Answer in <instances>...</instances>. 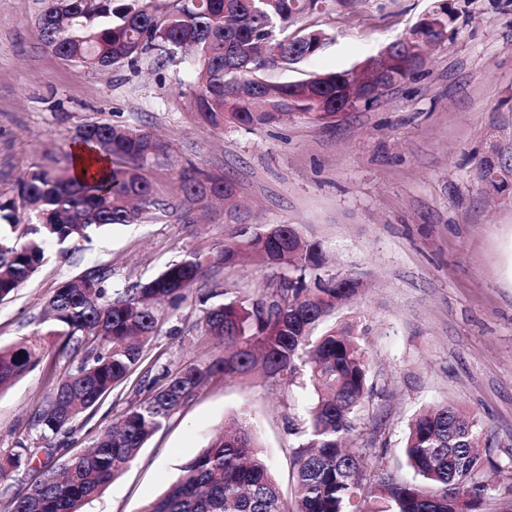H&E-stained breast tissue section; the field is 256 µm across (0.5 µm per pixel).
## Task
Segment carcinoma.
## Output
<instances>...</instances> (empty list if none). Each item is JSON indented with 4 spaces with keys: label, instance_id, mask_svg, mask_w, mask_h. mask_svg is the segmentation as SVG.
<instances>
[{
    "label": "carcinoma",
    "instance_id": "carcinoma-1",
    "mask_svg": "<svg viewBox=\"0 0 512 512\" xmlns=\"http://www.w3.org/2000/svg\"><path fill=\"white\" fill-rule=\"evenodd\" d=\"M327 0H48L36 16L37 40L60 57L88 69L133 65L142 57L163 67L181 58L199 70L194 116L219 128L229 122L255 127L300 119L330 124L341 116L330 106L345 97L341 73L273 82L257 76L262 60L284 42L278 66L288 69L317 54L326 34L289 33L295 19L321 12ZM448 9L438 7L433 38L448 27ZM414 27L389 45L399 64L384 84L402 81L417 61L402 55L418 42ZM76 139L109 161L104 170L73 173L37 167L19 181L14 197L0 199V302L12 298L39 270L51 241L85 239L90 231L156 218L172 205L157 197L148 170L174 166L168 142L141 129L90 121ZM183 200L175 211L196 223V205L209 197L232 204V184L190 164L177 169ZM28 224L12 236L20 216ZM277 271L262 292L209 307L200 336L218 341L216 356L172 370L147 371L148 395L131 405L91 448L68 457L60 471L47 470L31 488L6 497L8 512H84L87 504L121 476L148 439L210 381L256 371L292 383L305 375L317 396L302 440L292 452L293 505L285 503L252 430L237 422L223 428L159 498L141 512H483L492 491L491 473L476 447L475 421L454 405H434L415 415L404 452L414 478L382 465L365 467L366 453L347 448L358 414L368 402L369 362L354 323L316 326L358 296L357 278L328 273L319 242L293 224H243L224 244L191 251L157 276L110 294V270L98 268L62 282L48 304L54 325L46 332L85 358L65 375L34 417L50 441L135 371L161 316L154 302L177 305L215 266L243 256ZM34 337L0 347V389L41 360ZM39 449L24 443L0 462V481L27 467Z\"/></svg>",
    "mask_w": 512,
    "mask_h": 512
}]
</instances>
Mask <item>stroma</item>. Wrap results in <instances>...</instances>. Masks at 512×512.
Masks as SVG:
<instances>
[{"label": "stroma", "mask_w": 512, "mask_h": 512, "mask_svg": "<svg viewBox=\"0 0 512 512\" xmlns=\"http://www.w3.org/2000/svg\"><path fill=\"white\" fill-rule=\"evenodd\" d=\"M435 0H352L302 18L323 30L321 50L263 78L293 81L357 66L402 38ZM453 18L425 64L369 106L329 126L215 128L195 121L188 65L90 70L40 45L33 19L45 0H0V196L36 166L65 167L79 125L102 120L162 135L179 163L233 183L239 203L195 224L176 216L94 230L49 245L42 267L0 302V345L44 332L42 360L0 390V455L38 448L34 416L80 355L58 350L45 306L60 282L96 267L119 289L184 254L223 243L238 224H293L319 241L364 292L334 321H355L371 362L372 399L352 437L369 463L405 470L402 446L420 409L452 404L475 417L479 447L502 472L487 512H512V0H448ZM498 164L496 182L482 177ZM271 270L219 267L173 309L143 368L212 356L196 325L212 294L263 289ZM134 372L55 445L79 452L146 395ZM313 401L301 382L213 381L174 414L87 512H140L232 419L259 436L283 493L291 451Z\"/></svg>", "instance_id": "35a3bbf8"}]
</instances>
